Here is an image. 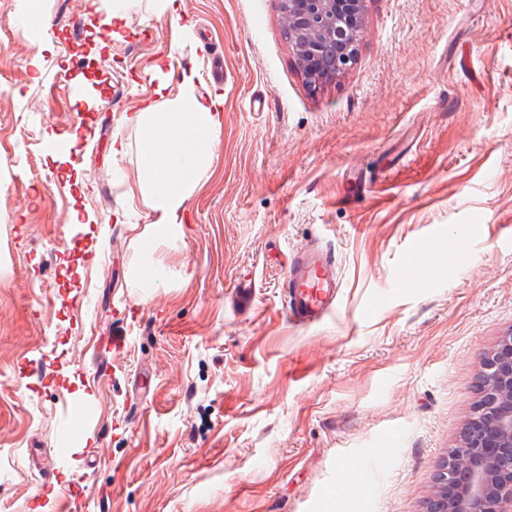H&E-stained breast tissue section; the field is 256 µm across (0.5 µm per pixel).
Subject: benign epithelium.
Wrapping results in <instances>:
<instances>
[{
	"mask_svg": "<svg viewBox=\"0 0 512 512\" xmlns=\"http://www.w3.org/2000/svg\"><path fill=\"white\" fill-rule=\"evenodd\" d=\"M368 0H282V23L307 81L319 85L355 60ZM472 414L437 465L425 512H512V331L480 360Z\"/></svg>",
	"mask_w": 512,
	"mask_h": 512,
	"instance_id": "obj_1",
	"label": "benign epithelium"
}]
</instances>
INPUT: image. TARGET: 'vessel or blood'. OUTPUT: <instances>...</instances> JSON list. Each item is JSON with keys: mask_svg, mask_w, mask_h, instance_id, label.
I'll return each mask as SVG.
<instances>
[{"mask_svg": "<svg viewBox=\"0 0 512 512\" xmlns=\"http://www.w3.org/2000/svg\"><path fill=\"white\" fill-rule=\"evenodd\" d=\"M284 287L296 322L310 325L320 321L333 309L341 287L334 257L319 247L300 249L288 260Z\"/></svg>", "mask_w": 512, "mask_h": 512, "instance_id": "b4317fda", "label": "vessel or blood"}]
</instances>
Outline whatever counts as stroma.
I'll return each instance as SVG.
<instances>
[{"label":"stroma","mask_w":512,"mask_h":512,"mask_svg":"<svg viewBox=\"0 0 512 512\" xmlns=\"http://www.w3.org/2000/svg\"><path fill=\"white\" fill-rule=\"evenodd\" d=\"M178 3L0 0V512H349L336 470L364 459L363 512H424L512 330V0H370L314 88L280 0ZM185 69L223 123L181 240L150 245L134 116ZM308 244L341 288L300 326L283 272Z\"/></svg>","instance_id":"1"}]
</instances>
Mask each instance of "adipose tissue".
<instances>
[{"mask_svg":"<svg viewBox=\"0 0 512 512\" xmlns=\"http://www.w3.org/2000/svg\"><path fill=\"white\" fill-rule=\"evenodd\" d=\"M221 119V104L203 100L196 73L187 70L178 76L175 96L137 112L139 189L150 217L144 239L173 243L180 238L187 202L208 168V143Z\"/></svg>","mask_w":512,"mask_h":512,"instance_id":"obj_1","label":"adipose tissue"}]
</instances>
